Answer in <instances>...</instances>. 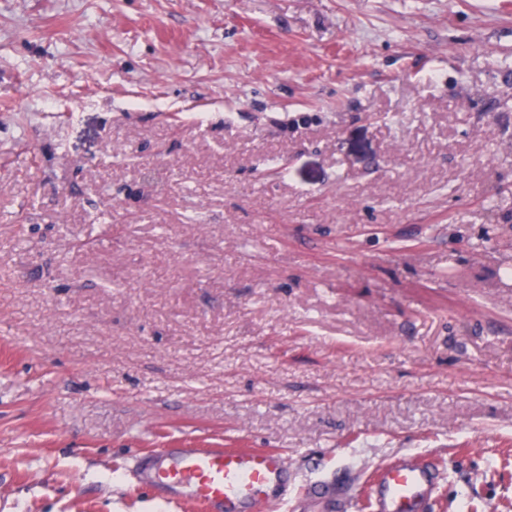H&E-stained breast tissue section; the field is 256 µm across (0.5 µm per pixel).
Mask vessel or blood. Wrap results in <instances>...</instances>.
I'll list each match as a JSON object with an SVG mask.
<instances>
[{
    "instance_id": "b4317fda",
    "label": "vessel or blood",
    "mask_w": 512,
    "mask_h": 512,
    "mask_svg": "<svg viewBox=\"0 0 512 512\" xmlns=\"http://www.w3.org/2000/svg\"><path fill=\"white\" fill-rule=\"evenodd\" d=\"M145 489L203 504L207 512H268L275 496L288 494V466L261 449L177 448L138 457ZM440 475L407 458L386 467L375 512H427Z\"/></svg>"
}]
</instances>
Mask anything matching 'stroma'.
Here are the masks:
<instances>
[{"mask_svg": "<svg viewBox=\"0 0 512 512\" xmlns=\"http://www.w3.org/2000/svg\"><path fill=\"white\" fill-rule=\"evenodd\" d=\"M182 446L512 512V0H0V512ZM439 480L438 472L412 458L388 466L381 473L375 511L426 512Z\"/></svg>", "mask_w": 512, "mask_h": 512, "instance_id": "obj_1", "label": "stroma"}]
</instances>
